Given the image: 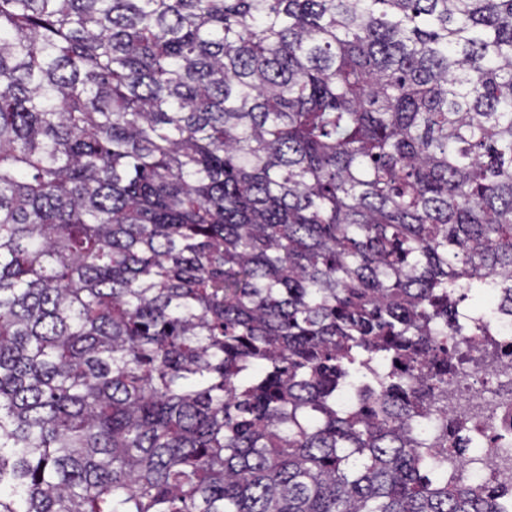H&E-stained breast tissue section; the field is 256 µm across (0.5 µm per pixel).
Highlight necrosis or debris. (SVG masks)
I'll list each match as a JSON object with an SVG mask.
<instances>
[{"label": "necrosis or debris", "instance_id": "4bbe7bcc", "mask_svg": "<svg viewBox=\"0 0 512 512\" xmlns=\"http://www.w3.org/2000/svg\"><path fill=\"white\" fill-rule=\"evenodd\" d=\"M495 331L499 350L492 356L475 353L472 362L448 386V418L479 429L484 451L448 458V473L496 497L512 512V313L494 310L483 317Z\"/></svg>", "mask_w": 512, "mask_h": 512}]
</instances>
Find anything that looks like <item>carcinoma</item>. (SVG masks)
Instances as JSON below:
<instances>
[{"mask_svg":"<svg viewBox=\"0 0 512 512\" xmlns=\"http://www.w3.org/2000/svg\"><path fill=\"white\" fill-rule=\"evenodd\" d=\"M492 288L512 0H0V512H501ZM495 331L497 355L474 350V361L448 384V424L466 420L475 428L484 451L460 458L448 454V474L462 477L487 495L495 496L504 512L512 510V313L500 303L481 317ZM478 425L479 429L475 427ZM482 430V431H481Z\"/></svg>","mask_w":512,"mask_h":512,"instance_id":"carcinoma-1","label":"carcinoma"}]
</instances>
